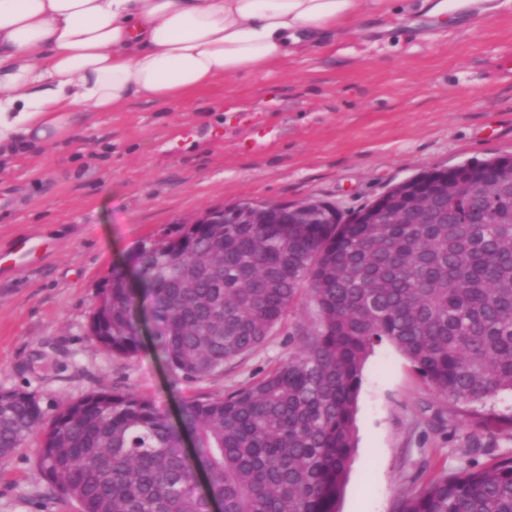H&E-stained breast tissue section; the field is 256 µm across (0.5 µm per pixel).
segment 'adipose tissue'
Segmentation results:
<instances>
[{
  "mask_svg": "<svg viewBox=\"0 0 512 512\" xmlns=\"http://www.w3.org/2000/svg\"><path fill=\"white\" fill-rule=\"evenodd\" d=\"M390 0H0V159L80 112L169 103L281 62Z\"/></svg>",
  "mask_w": 512,
  "mask_h": 512,
  "instance_id": "obj_1",
  "label": "adipose tissue"
}]
</instances>
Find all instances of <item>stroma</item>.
<instances>
[{
  "label": "stroma",
  "mask_w": 512,
  "mask_h": 512,
  "mask_svg": "<svg viewBox=\"0 0 512 512\" xmlns=\"http://www.w3.org/2000/svg\"><path fill=\"white\" fill-rule=\"evenodd\" d=\"M439 0L313 37L304 51L216 81L188 101L84 112L75 140L0 163V249L29 235L43 261L0 268V390L32 392L45 416L96 388L151 398L181 426L192 398L220 396L295 352L301 301L223 373L175 375L151 332L133 357L104 350L89 315L113 268L209 207L322 200L351 213L432 167L512 156V0H478L463 25ZM512 393L465 406L437 396L392 345L365 362L354 451L338 512H396L440 473L512 452ZM31 436L0 463V512H78L54 495Z\"/></svg>",
  "instance_id": "1"
}]
</instances>
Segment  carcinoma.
Returning <instances> with one entry per match:
<instances>
[{
	"label": "carcinoma",
	"instance_id": "obj_1",
	"mask_svg": "<svg viewBox=\"0 0 512 512\" xmlns=\"http://www.w3.org/2000/svg\"><path fill=\"white\" fill-rule=\"evenodd\" d=\"M429 224H181L132 252L138 287L112 270L89 330L131 357L137 301L155 304V344L195 382L249 355L305 296L314 319L287 362L184 409L224 512H336L355 447L362 372L388 343L438 395L482 403L512 391V182L487 171ZM220 246L223 266L208 271ZM42 433L36 464L79 512H208L193 461L148 398L92 390L42 413L0 391V460ZM397 512H512V455L440 474Z\"/></svg>",
	"mask_w": 512,
	"mask_h": 512
}]
</instances>
